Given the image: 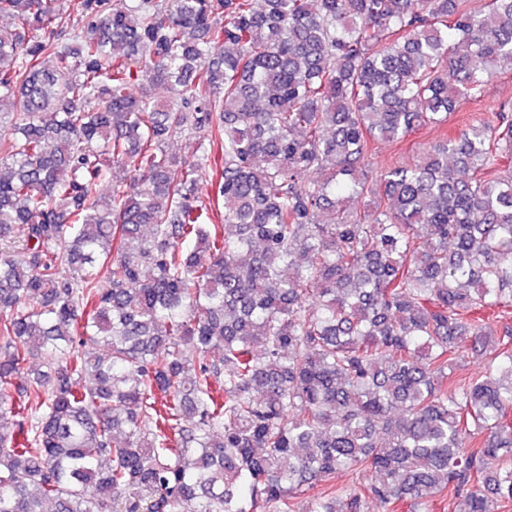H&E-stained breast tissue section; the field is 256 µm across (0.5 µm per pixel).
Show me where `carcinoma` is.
Instances as JSON below:
<instances>
[{"instance_id": "1", "label": "carcinoma", "mask_w": 512, "mask_h": 512, "mask_svg": "<svg viewBox=\"0 0 512 512\" xmlns=\"http://www.w3.org/2000/svg\"><path fill=\"white\" fill-rule=\"evenodd\" d=\"M123 2L0 0V512L511 506L512 115L365 166L512 0ZM168 149L179 157L192 161L199 154L198 138L189 134L177 135L169 142Z\"/></svg>"}]
</instances>
